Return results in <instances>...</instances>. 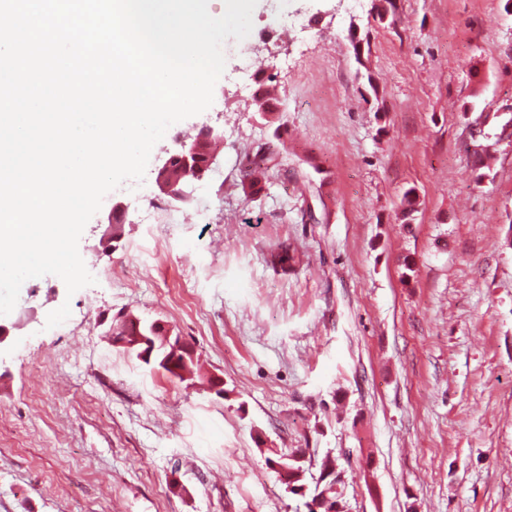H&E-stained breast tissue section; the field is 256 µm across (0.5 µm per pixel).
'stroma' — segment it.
Returning <instances> with one entry per match:
<instances>
[{
  "instance_id": "35a3bbf8",
  "label": "stroma",
  "mask_w": 512,
  "mask_h": 512,
  "mask_svg": "<svg viewBox=\"0 0 512 512\" xmlns=\"http://www.w3.org/2000/svg\"><path fill=\"white\" fill-rule=\"evenodd\" d=\"M505 3L396 0L388 25L375 0H290L287 31L257 0L212 105L87 223L95 284L27 280L0 317V512H307L267 462L298 448L309 484L336 457L344 512H512V142L483 173L466 130L512 118ZM204 125L205 180L139 223ZM129 316L192 345L194 386L113 341Z\"/></svg>"
}]
</instances>
